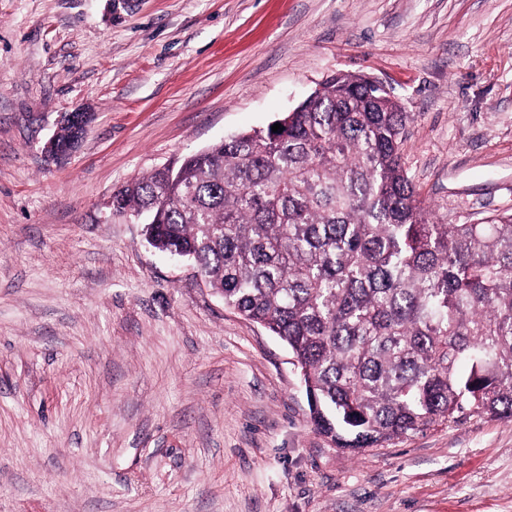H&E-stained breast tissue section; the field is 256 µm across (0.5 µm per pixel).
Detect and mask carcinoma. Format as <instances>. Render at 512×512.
Segmentation results:
<instances>
[{
	"label": "carcinoma",
	"mask_w": 512,
	"mask_h": 512,
	"mask_svg": "<svg viewBox=\"0 0 512 512\" xmlns=\"http://www.w3.org/2000/svg\"><path fill=\"white\" fill-rule=\"evenodd\" d=\"M276 122L127 183L112 213L288 346L338 447L511 419L512 214L432 220L401 164L406 113L355 75ZM77 143L65 124L52 153Z\"/></svg>",
	"instance_id": "1"
}]
</instances>
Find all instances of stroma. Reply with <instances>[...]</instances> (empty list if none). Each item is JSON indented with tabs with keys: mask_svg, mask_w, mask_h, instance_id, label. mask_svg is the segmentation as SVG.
Listing matches in <instances>:
<instances>
[{
	"mask_svg": "<svg viewBox=\"0 0 512 512\" xmlns=\"http://www.w3.org/2000/svg\"><path fill=\"white\" fill-rule=\"evenodd\" d=\"M339 72L401 102L436 220L512 213V0H0V512H512V419L337 447L287 345L109 206ZM65 123L66 124L60 127L59 132L54 137V150L51 151L53 155H56V153L65 155L76 146L78 139H81L84 134L88 117L84 112H71L65 117ZM69 124L73 125L79 138L73 130V127Z\"/></svg>",
	"mask_w": 512,
	"mask_h": 512,
	"instance_id": "35a3bbf8",
	"label": "stroma"
}]
</instances>
